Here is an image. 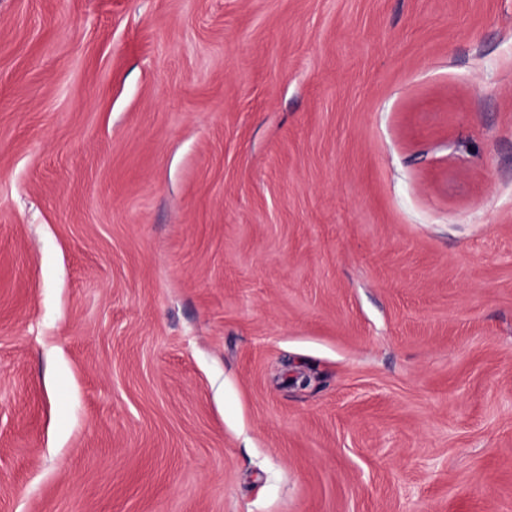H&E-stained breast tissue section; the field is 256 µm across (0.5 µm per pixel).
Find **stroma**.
Here are the masks:
<instances>
[{
  "mask_svg": "<svg viewBox=\"0 0 512 512\" xmlns=\"http://www.w3.org/2000/svg\"><path fill=\"white\" fill-rule=\"evenodd\" d=\"M0 512H512V0H0Z\"/></svg>",
  "mask_w": 512,
  "mask_h": 512,
  "instance_id": "35a3bbf8",
  "label": "stroma"
}]
</instances>
